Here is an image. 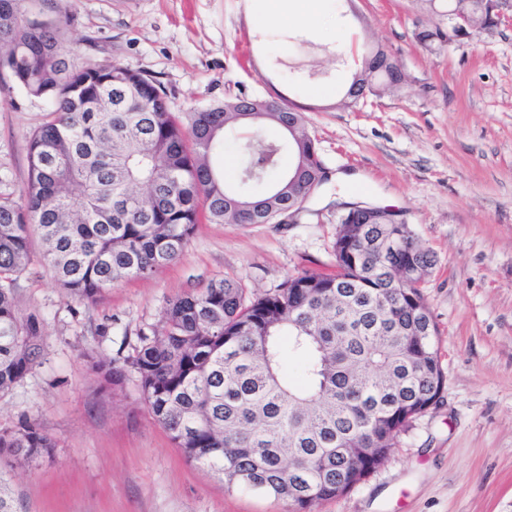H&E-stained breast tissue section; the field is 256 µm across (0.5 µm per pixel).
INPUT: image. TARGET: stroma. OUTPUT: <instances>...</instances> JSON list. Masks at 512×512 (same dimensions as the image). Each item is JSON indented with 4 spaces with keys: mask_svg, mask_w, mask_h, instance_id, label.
Segmentation results:
<instances>
[{
    "mask_svg": "<svg viewBox=\"0 0 512 512\" xmlns=\"http://www.w3.org/2000/svg\"><path fill=\"white\" fill-rule=\"evenodd\" d=\"M68 13L78 61L158 81L180 118L241 95L303 107L330 178L291 224L200 220L176 261L93 304L59 288L31 237L18 308L38 315L43 341L0 397V430L27 421L55 448L23 467L0 456L16 512H294L188 461L127 359L169 300L211 281L265 293L303 269L335 273L336 228L357 202L401 211L434 254L422 293L446 381L389 460L317 512H512V21L428 50L415 39L428 20L418 0H327L319 34L263 24L259 0H68ZM377 45L403 71L402 89L343 106ZM49 109L0 68V198L19 199L28 136ZM101 358L124 372L110 392L93 368Z\"/></svg>",
    "mask_w": 512,
    "mask_h": 512,
    "instance_id": "stroma-1",
    "label": "stroma"
}]
</instances>
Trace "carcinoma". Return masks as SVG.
Returning <instances> with one entry per match:
<instances>
[{"label": "carcinoma", "instance_id": "1", "mask_svg": "<svg viewBox=\"0 0 512 512\" xmlns=\"http://www.w3.org/2000/svg\"><path fill=\"white\" fill-rule=\"evenodd\" d=\"M420 2L430 18L415 38L429 49L442 42L450 7L476 26L490 21V0ZM55 9L48 23L23 14L19 0H0V64L51 105L29 136L19 200L0 199V395L32 370L42 340L37 316L19 314L15 288L30 263L31 230L59 287L94 303L115 282L175 261L200 213L216 224H275L328 180L304 113L273 96L250 99L249 122L291 118L298 129L284 141L256 131L240 145L234 175L217 171L210 155L242 122L243 98L197 108L185 125L153 80L119 62L75 63L65 0ZM402 81L387 52L372 49L345 104ZM396 234L412 254H383ZM333 253L335 274L303 270L250 301L227 277L171 300L129 358L144 402L187 460L229 489L284 499L297 512L346 493L387 460L445 387L437 328L415 335L434 256L410 225L349 211ZM290 354L303 358L296 379L285 372ZM96 370L104 388L121 383L113 362ZM53 447L27 422L0 431V454L18 466L51 457Z\"/></svg>", "mask_w": 512, "mask_h": 512}]
</instances>
